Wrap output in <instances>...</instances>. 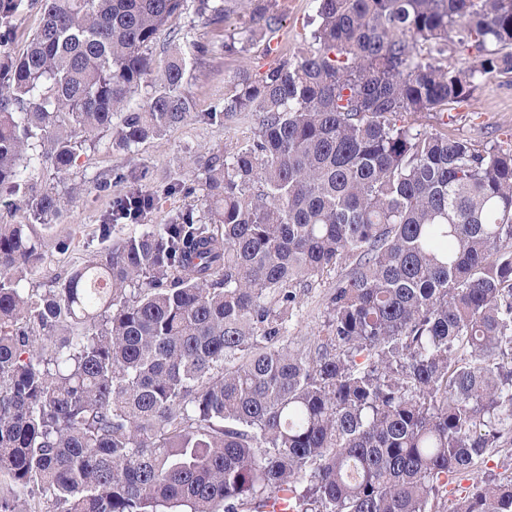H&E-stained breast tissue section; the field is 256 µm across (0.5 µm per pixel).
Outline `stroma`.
Segmentation results:
<instances>
[{"instance_id":"1","label":"stroma","mask_w":512,"mask_h":512,"mask_svg":"<svg viewBox=\"0 0 512 512\" xmlns=\"http://www.w3.org/2000/svg\"><path fill=\"white\" fill-rule=\"evenodd\" d=\"M264 3L282 17L276 33L258 29L245 32L254 9L252 0H229L225 20L218 24L199 18L195 0H185L181 12L158 35L149 53L155 70L160 71L182 35L208 46L206 55L193 58L191 71L181 86L194 103L191 119L165 136L148 139L129 151L113 144L109 133H101L91 148L79 153L65 177H55L51 169H43L38 176L40 186L72 197L63 214L45 224L35 223L33 215L22 208L9 190L0 191V223L35 224L43 242L42 258L26 280V287H50L57 275L81 267L103 251L106 242L99 225L111 213L120 194L141 190L155 196L156 206L146 215L144 224L114 225L112 235L116 238L140 234L148 224L169 223L187 204L182 193L170 192L174 180L186 182L195 196L204 194L202 177L192 167V160L223 153L251 137L255 128V120L250 116L224 124L209 121L208 113L223 109L225 97L242 72L259 77L284 56L300 54L313 45L315 0ZM233 38L238 45L236 52L230 53L224 44ZM418 122L429 130L442 124L454 136L512 147V75H487L473 97L449 106L443 119L423 115ZM346 273V268L336 269L305 289L288 322L293 342L303 344L321 334L329 298L337 280Z\"/></svg>"}]
</instances>
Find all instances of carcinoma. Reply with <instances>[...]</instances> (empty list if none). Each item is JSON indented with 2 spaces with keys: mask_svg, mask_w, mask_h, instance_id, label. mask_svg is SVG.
I'll return each instance as SVG.
<instances>
[{
  "mask_svg": "<svg viewBox=\"0 0 512 512\" xmlns=\"http://www.w3.org/2000/svg\"><path fill=\"white\" fill-rule=\"evenodd\" d=\"M183 2L40 0L17 56L25 3L0 0V188L34 218L68 203L45 165L192 117L178 46L129 103ZM315 2L314 48L207 113L257 128L193 161L200 202L44 290L32 225L0 224V512H512L487 468L512 446V147L412 121L512 74V0ZM450 43L476 63L442 66ZM153 206L122 195L102 236ZM343 265L292 347L299 293ZM40 5L25 7L12 21L9 46L16 55L25 50L31 35L39 26Z\"/></svg>",
  "mask_w": 512,
  "mask_h": 512,
  "instance_id": "1",
  "label": "carcinoma"
}]
</instances>
